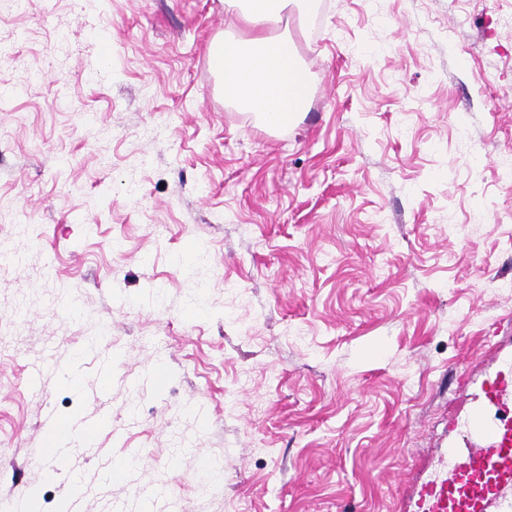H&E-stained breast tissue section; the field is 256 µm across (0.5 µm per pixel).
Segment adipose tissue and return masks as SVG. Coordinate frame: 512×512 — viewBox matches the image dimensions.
<instances>
[{
    "instance_id": "ef3b65f1",
    "label": "adipose tissue",
    "mask_w": 512,
    "mask_h": 512,
    "mask_svg": "<svg viewBox=\"0 0 512 512\" xmlns=\"http://www.w3.org/2000/svg\"><path fill=\"white\" fill-rule=\"evenodd\" d=\"M242 30L224 31L209 47L226 97L255 112L268 128L305 106L307 85L295 45L281 24L288 9L309 13L314 0H226Z\"/></svg>"
}]
</instances>
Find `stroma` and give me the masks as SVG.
I'll return each instance as SVG.
<instances>
[{"mask_svg": "<svg viewBox=\"0 0 512 512\" xmlns=\"http://www.w3.org/2000/svg\"><path fill=\"white\" fill-rule=\"evenodd\" d=\"M317 2L270 132L210 71L222 0H0V512L72 488L48 413L110 421L86 512H422L512 411V0Z\"/></svg>", "mask_w": 512, "mask_h": 512, "instance_id": "1", "label": "stroma"}]
</instances>
